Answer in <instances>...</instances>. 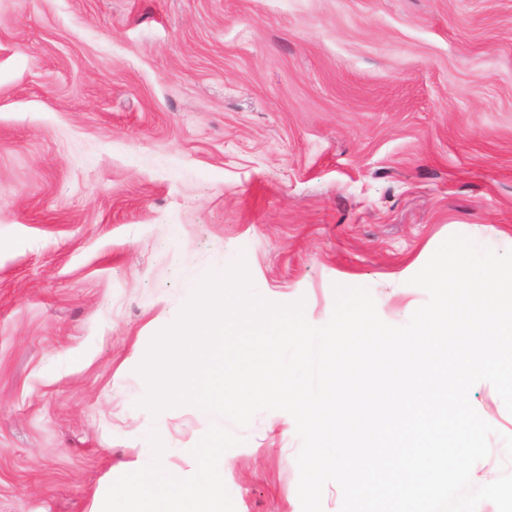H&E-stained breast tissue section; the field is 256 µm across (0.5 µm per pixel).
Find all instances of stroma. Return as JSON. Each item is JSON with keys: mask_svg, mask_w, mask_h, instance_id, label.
<instances>
[{"mask_svg": "<svg viewBox=\"0 0 512 512\" xmlns=\"http://www.w3.org/2000/svg\"><path fill=\"white\" fill-rule=\"evenodd\" d=\"M453 235L512 249V0H0V512H94L153 432L196 472L210 418L138 371L190 282L402 326ZM469 399L479 487L512 413ZM233 432L235 512H302L292 416Z\"/></svg>", "mask_w": 512, "mask_h": 512, "instance_id": "1", "label": "stroma"}]
</instances>
